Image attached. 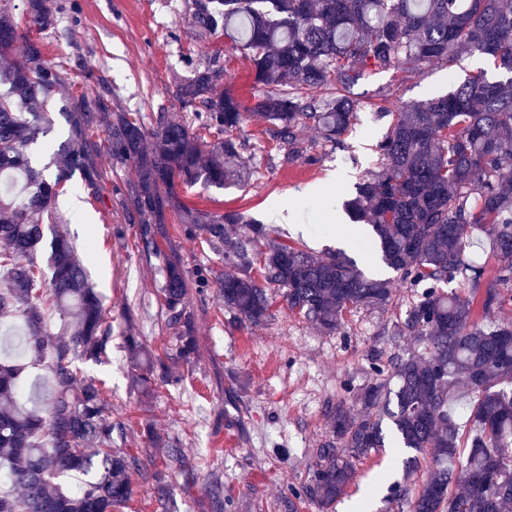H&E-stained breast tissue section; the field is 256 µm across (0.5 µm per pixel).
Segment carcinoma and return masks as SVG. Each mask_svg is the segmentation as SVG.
Listing matches in <instances>:
<instances>
[{
  "label": "carcinoma",
  "mask_w": 512,
  "mask_h": 512,
  "mask_svg": "<svg viewBox=\"0 0 512 512\" xmlns=\"http://www.w3.org/2000/svg\"><path fill=\"white\" fill-rule=\"evenodd\" d=\"M47 29L55 24L48 0H26L21 15L0 11V176L22 182L0 190V318L18 317L29 362L0 359V512H122L132 499L135 458L112 450L119 423L104 390L80 376L75 361H99L111 336L100 295L89 284L74 247L52 228L59 189L80 173L90 194L100 195L104 128L112 159L128 162L136 179L127 188L128 212L140 224L160 218L174 181L224 186L237 175L233 162L242 145L236 132L249 117L288 145L289 155L308 151L302 132L317 130L340 144L359 102L353 89L378 70L409 78L431 63L448 67L468 55H484L506 76L471 74L447 94L395 105L385 95L375 103L389 118L376 145L383 168L356 187L345 207L372 227L381 261L412 288L424 287L392 335L411 336L419 347L387 362H371L372 381L331 411V438L317 449L303 493L322 510L345 495L355 461L386 445V433L402 447L430 454L427 476L415 493L396 482L392 494L409 512H512V323L490 315L512 301V0H195L193 24L200 35L224 33L251 63L264 88L251 111L224 92V69L206 65L178 85L183 103L196 108L202 127L217 141L202 146L183 121L162 114L146 132L140 119L112 114L110 91L101 78L90 93L71 96L63 113L70 138L58 149V175L50 183L30 164L27 147L44 132L42 96L67 80L61 66L13 57L28 41L20 23ZM190 234L224 256L231 272L218 280L224 305L251 324L271 316L269 290H284L288 308L326 331L337 329L346 311L381 308L392 300L390 282L365 276L338 251L315 257L270 240L262 271L251 274L252 244L268 239L258 223L235 211L205 218L183 210ZM486 241L498 261L495 276L467 258ZM47 245L45 279L37 248ZM160 292L172 324L184 318L188 285L183 269H162ZM462 278V296L442 286ZM59 314L54 335L43 324L44 307ZM49 360L54 389L47 416L19 402L21 375ZM133 383H154L150 358ZM470 412L461 429L459 411ZM470 448L466 458L458 449ZM87 477L76 490L63 479ZM463 490L454 492L450 485ZM212 512H224V487L208 488Z\"/></svg>",
  "instance_id": "cac0c4a2"
}]
</instances>
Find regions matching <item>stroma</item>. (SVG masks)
I'll return each mask as SVG.
<instances>
[{
    "instance_id": "1",
    "label": "stroma",
    "mask_w": 512,
    "mask_h": 512,
    "mask_svg": "<svg viewBox=\"0 0 512 512\" xmlns=\"http://www.w3.org/2000/svg\"><path fill=\"white\" fill-rule=\"evenodd\" d=\"M51 2L57 7L54 27L29 32V44L38 47L42 58L68 72L66 88L43 101L49 131L28 150L33 165L47 177L57 173L53 147L69 137L62 117L67 101L85 90L90 77L103 78L113 110L138 114L149 129L162 114L194 124V110L177 97L176 84L209 63L223 67L225 90L244 106L262 92L249 62L223 35H198L192 25L194 0ZM490 67L488 60L475 56L451 70L425 66L407 80L390 71L372 74L354 89L360 109L342 145L305 130L312 145L309 161L287 162V145L248 120L241 135L249 148L239 159L245 181L221 188L176 184L153 253L143 247L141 224L128 219L126 189L136 177L132 165L101 152L104 180L96 198L89 196L81 175L64 185L56 199L61 230L103 295L112 327L106 360L83 361L79 369L104 388L112 419L120 424L112 434L113 447L137 461L127 512H154L157 473L169 485L170 512H209L205 489L216 478L224 485V512H319L295 491L308 483L316 450L330 434L331 410L369 383L373 355L389 359L417 346L412 337L391 334L418 295L401 283L388 306L347 312L333 333L289 311L276 289L268 321H243L217 295L216 279L225 272L223 256L201 236L186 233L183 207L210 216L240 212L247 221L270 225L276 241L314 256L341 250L368 274L392 277V270L360 248V235L348 234L355 221L344 208L357 183L381 165L376 145L386 135L388 121L373 103L382 91L397 104L442 95L466 75ZM72 197L78 207L69 206ZM285 203L293 206V216L288 223L271 224V210ZM167 259L180 263L187 279L183 324L169 323L160 297L161 267ZM203 274L209 278L205 287L198 283ZM188 329L198 340L199 355L186 363L175 354L179 332ZM130 333L152 357L168 359L173 381H156L146 395L133 386L135 366L125 342ZM152 432L180 450L181 463H168L167 449L150 443ZM410 455L409 449L390 446L358 459L354 480L333 512L359 503L366 512H408L389 487L401 480Z\"/></svg>"
}]
</instances>
